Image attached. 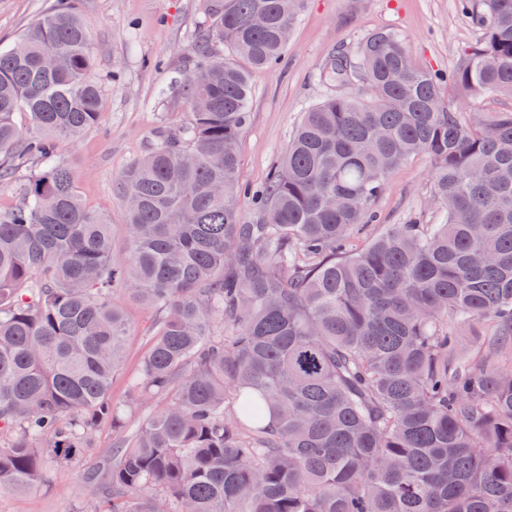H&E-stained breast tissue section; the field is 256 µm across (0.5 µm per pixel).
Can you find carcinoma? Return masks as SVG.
Instances as JSON below:
<instances>
[{"label":"carcinoma","instance_id":"1","mask_svg":"<svg viewBox=\"0 0 512 512\" xmlns=\"http://www.w3.org/2000/svg\"><path fill=\"white\" fill-rule=\"evenodd\" d=\"M307 0H215L212 33L164 94L189 109L118 177L124 236L83 202L60 144L102 122L77 0L0 50V491L77 463L104 422L164 402L80 512H512V0H463L482 38L443 78L381 30L330 59L242 221L238 142L252 75L277 64ZM24 112L29 128L15 116ZM431 163L440 224L354 230L408 158ZM125 260H114L116 252ZM161 312L125 403L129 323L112 289ZM484 327L485 356L459 326ZM450 100L464 110H478L482 112V115L485 116H490L494 112H498L510 106L508 100L500 99L497 97H484L474 102L454 97L450 98ZM32 166L23 168L15 176L0 184V214L3 215L19 206L23 201V188L26 176L33 170Z\"/></svg>","mask_w":512,"mask_h":512}]
</instances>
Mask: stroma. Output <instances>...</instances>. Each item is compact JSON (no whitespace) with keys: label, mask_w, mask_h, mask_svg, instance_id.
I'll list each match as a JSON object with an SVG mask.
<instances>
[{"label":"stroma","mask_w":512,"mask_h":512,"mask_svg":"<svg viewBox=\"0 0 512 512\" xmlns=\"http://www.w3.org/2000/svg\"><path fill=\"white\" fill-rule=\"evenodd\" d=\"M52 0H0V48L17 37L49 8ZM209 0H79L93 39L92 74L103 92L104 122L64 143L62 162L73 168L83 201L101 212L122 237L126 222L121 197L112 182L140 156L159 128L180 124L184 104L166 98L171 71L186 64L192 48L210 32ZM393 29L404 38L412 61L441 72L452 69L464 50L481 37L476 21L459 11L457 0H307L294 22L279 63L253 80L251 113L239 141V181L263 184L285 152L303 112L326 96L361 91V84L323 83L318 79L330 57L352 53L369 33ZM430 161L413 156L400 164L375 201L377 220L360 231L365 244L388 225L422 215L437 224L441 215L432 200ZM113 298L130 320L125 365L112 380L114 399H126L128 383L149 347L156 317L123 291ZM162 406L145 398L122 426L103 423L96 446L76 464H48L43 484L34 490L0 491V512H78L98 489L91 473L111 466L117 446L128 443L143 419Z\"/></svg>","instance_id":"obj_1"}]
</instances>
